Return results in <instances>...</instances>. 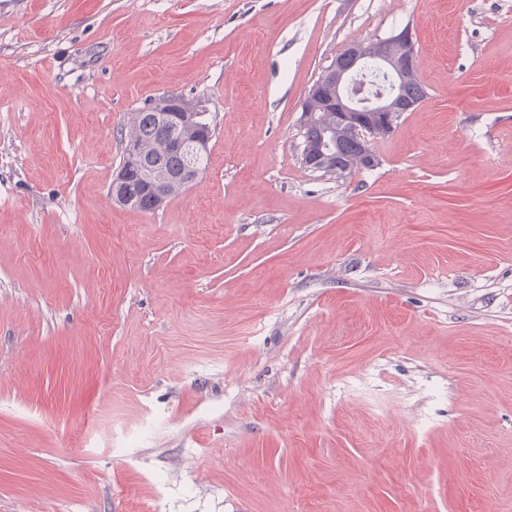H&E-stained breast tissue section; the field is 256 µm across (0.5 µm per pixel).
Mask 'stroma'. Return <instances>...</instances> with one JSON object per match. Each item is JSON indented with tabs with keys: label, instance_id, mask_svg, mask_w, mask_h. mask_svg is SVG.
Segmentation results:
<instances>
[{
	"label": "stroma",
	"instance_id": "35a3bbf8",
	"mask_svg": "<svg viewBox=\"0 0 512 512\" xmlns=\"http://www.w3.org/2000/svg\"><path fill=\"white\" fill-rule=\"evenodd\" d=\"M412 26L379 163L300 103ZM175 92L206 169L119 206ZM512 512V0H0V512ZM168 97L170 103L176 105L175 110L162 112L168 107V103L159 100V97L155 98L132 112L120 130L121 141H128V143L125 142V155L123 154L121 164L125 165L126 158L128 164L125 167L121 166L122 168L113 179L109 189L112 200L117 204L137 205L133 209L152 211L151 199L147 196L140 199L141 195L151 196L154 207L157 209L167 200L165 185L168 181H180L188 186L202 175L201 171L191 164L187 166L190 162L189 155L184 152L168 150L166 142L170 138V131L160 125L158 121L176 132L195 131V137L189 144L182 143L180 137L172 135V146L180 149L186 148L191 154L203 152L194 159V162L198 167L204 169V155L207 153L204 151L207 150L213 137V124L206 120L212 115L208 111L205 101L201 99L191 103L186 98L181 99L175 94H169ZM129 141L138 143L140 147ZM138 160L140 167L157 170L158 174L180 172L167 176H153L148 172L139 175L136 171ZM184 167L185 169H183Z\"/></svg>",
	"mask_w": 512,
	"mask_h": 512
}]
</instances>
